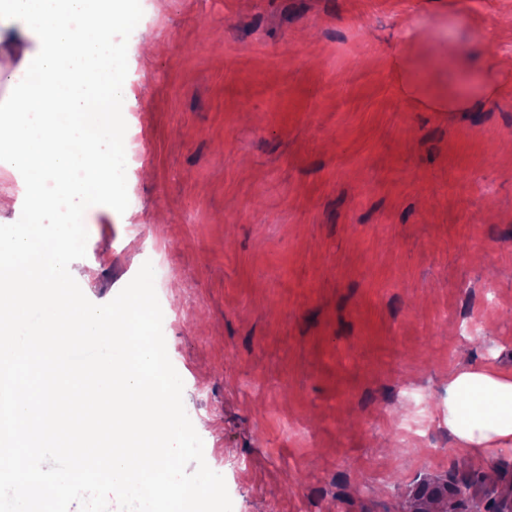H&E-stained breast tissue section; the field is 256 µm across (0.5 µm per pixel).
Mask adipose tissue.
<instances>
[{"label": "adipose tissue", "mask_w": 512, "mask_h": 512, "mask_svg": "<svg viewBox=\"0 0 512 512\" xmlns=\"http://www.w3.org/2000/svg\"><path fill=\"white\" fill-rule=\"evenodd\" d=\"M494 30L475 31L473 40L461 48L470 61L471 85L467 95L456 101L455 109L464 111L485 100L505 93L502 85L489 81V67L512 71V55L498 57L494 64L482 58L485 48L495 42ZM449 432L466 448L512 447V372L492 368H463L448 377Z\"/></svg>", "instance_id": "obj_1"}]
</instances>
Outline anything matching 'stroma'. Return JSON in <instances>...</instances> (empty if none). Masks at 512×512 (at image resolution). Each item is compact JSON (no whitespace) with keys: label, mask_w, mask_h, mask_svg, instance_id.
<instances>
[{"label":"stroma","mask_w":512,"mask_h":512,"mask_svg":"<svg viewBox=\"0 0 512 512\" xmlns=\"http://www.w3.org/2000/svg\"><path fill=\"white\" fill-rule=\"evenodd\" d=\"M124 113L133 206L85 211L74 278L144 262L204 457L233 512H494L512 450L427 449L397 419L461 367L512 370V92L451 112L414 16L512 46V0H141ZM36 43L0 26V74Z\"/></svg>","instance_id":"35a3bbf8"}]
</instances>
